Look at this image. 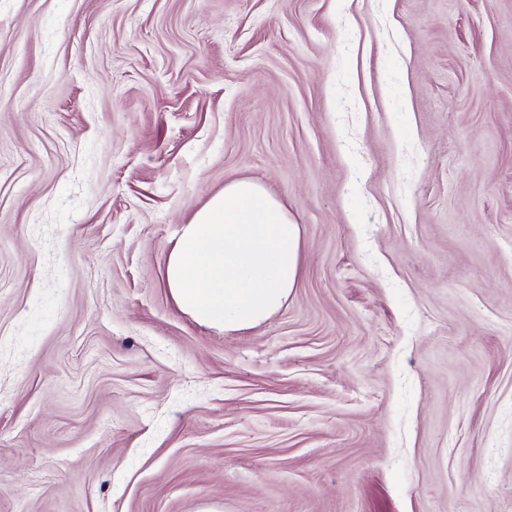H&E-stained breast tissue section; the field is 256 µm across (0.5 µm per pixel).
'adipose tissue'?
Instances as JSON below:
<instances>
[{
    "label": "adipose tissue",
    "instance_id": "adipose-tissue-1",
    "mask_svg": "<svg viewBox=\"0 0 512 512\" xmlns=\"http://www.w3.org/2000/svg\"><path fill=\"white\" fill-rule=\"evenodd\" d=\"M301 268L300 229L258 182H230L183 225L167 253L164 282L198 323L252 329L277 313Z\"/></svg>",
    "mask_w": 512,
    "mask_h": 512
}]
</instances>
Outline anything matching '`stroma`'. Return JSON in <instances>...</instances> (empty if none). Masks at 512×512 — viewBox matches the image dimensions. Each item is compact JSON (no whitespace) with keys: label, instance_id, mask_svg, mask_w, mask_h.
<instances>
[{"label":"stroma","instance_id":"obj_1","mask_svg":"<svg viewBox=\"0 0 512 512\" xmlns=\"http://www.w3.org/2000/svg\"><path fill=\"white\" fill-rule=\"evenodd\" d=\"M249 178L248 331L178 310ZM512 512V0H0V512ZM300 268L299 224L261 184L241 179L183 224L168 249L164 282L178 309L198 323L244 331L283 307Z\"/></svg>","mask_w":512,"mask_h":512}]
</instances>
